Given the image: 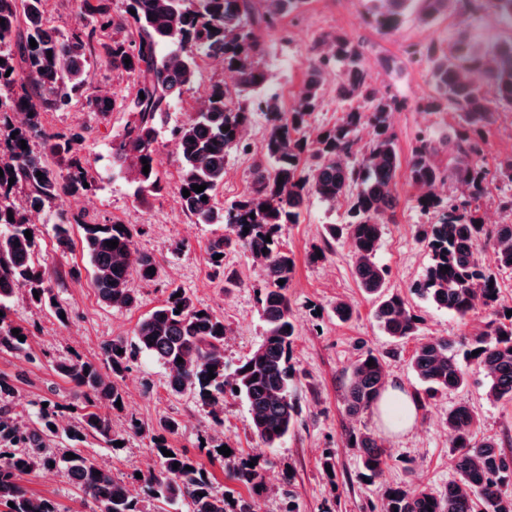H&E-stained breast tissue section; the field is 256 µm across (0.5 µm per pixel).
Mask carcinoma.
<instances>
[{
    "mask_svg": "<svg viewBox=\"0 0 512 512\" xmlns=\"http://www.w3.org/2000/svg\"><path fill=\"white\" fill-rule=\"evenodd\" d=\"M45 2L0 0V350H24L19 337L28 336V330L4 315L21 288H26L32 302L54 300L44 272L34 261L35 240L25 237L31 229L29 212L63 194H81L87 190L84 183L92 179L90 163L82 155L83 137L49 130L43 115L71 105L90 80L93 58L107 69L132 76L135 92L126 108L134 119L112 141V161L119 172L130 176L135 194L143 198L161 190L154 148L158 117L183 87L194 82L200 62L220 57L237 74L233 90L212 85L199 108L171 130L181 162L178 191H190L181 201L195 223L232 228L234 237L221 236L210 244L207 262L212 267H223L224 259L216 255L235 242L264 275L267 288L260 303L265 334L249 356L229 366L224 360V318L197 307L184 289L175 287L162 305L138 322L132 342L114 339L103 345V354L116 376L129 370L139 354L151 356L167 372L168 391L174 396L188 394L213 409L211 418L217 427L224 426V418L214 409L228 395L243 398L255 436L268 448L278 447L294 430L300 409L292 390L298 380L291 363L296 326L286 284L294 259L280 248L277 237L284 226L298 222L310 199L331 209L347 201L345 221L328 225L329 238L350 239L353 273L363 290L378 295L374 317L383 332L395 340L416 333L418 316L400 294L384 292L387 271L375 261L383 220L398 204L395 178L401 160L391 132L395 99L378 95L363 54L348 38L337 36L331 40L332 53L314 55L295 103L282 111L278 95L267 90L254 28H277L305 0H126L125 15L118 19L112 16V0H80L81 13L92 21L66 35L50 24ZM478 8L477 0H376L373 22L380 31H392L412 13L421 24L430 25L449 13ZM32 39L37 43L34 48ZM414 55L417 63L427 66L434 89L422 106L431 112H456L463 130L452 139L427 130L415 136L406 178L418 190L417 205L432 220L419 235L430 264L411 293L465 317L498 301L496 278L479 263V250L491 246L499 265L512 268V224H483L473 207L489 182L488 170L476 157L482 129L491 121L490 101L512 107V35L490 45L461 35L449 49L434 43ZM328 69L336 70L337 94L357 100V106L336 125L318 130L309 117L321 102ZM256 112L267 116L270 128L261 148L262 160L253 169L252 190L244 199L221 206L217 190L224 183L225 158L233 151H247L244 133ZM365 127L371 137L361 157L346 162L356 152ZM444 150L450 162L441 166L436 156ZM144 159L150 167L147 174ZM12 177L16 181L11 185ZM449 180L465 184L470 189L467 198L444 200L434 192L436 185ZM203 184L204 191L192 190ZM18 192L25 195L27 207L11 200ZM264 206L268 210H262ZM141 232L134 224L118 222L84 225L83 251L93 272L92 287L108 307L136 302L129 287L132 276L143 282L157 277L154 257L135 249L134 237ZM110 240L118 241V247L109 248ZM445 267L449 271H443ZM280 280L285 284H278ZM14 329L19 334H12ZM457 344L454 339L437 338L415 349L411 367L423 385L411 393L417 405L466 385ZM465 347V357L475 360L489 380L487 399L511 402L512 315L489 322L487 330ZM476 350L479 354L474 357ZM179 357L183 362H177ZM371 360L374 365H367ZM56 369L85 391L91 406L99 403L116 410V402L123 400L116 381L93 363L71 359L57 363ZM210 372L215 378H209ZM384 386L385 355L370 349L362 352L349 369L347 414L355 418L373 409ZM12 394L13 386L0 380V506L6 512H60L53 501L28 494L20 483L21 475L52 466L63 469L69 481L91 498L93 512H161L179 499L189 502L191 512H258L255 499L229 500L227 493L202 476L204 469L196 460L169 448L167 436L179 428L174 419L160 421L151 435L159 469L149 472L145 503L110 470L79 454L68 459L63 449L53 446L61 432L70 441L95 433L114 445L105 417L89 411L77 424L53 430L56 405L50 403L39 409L40 426L31 427L15 417L8 404ZM476 426L477 415L468 404L449 409L446 428L458 479L440 492L409 483L388 486L381 512H512V449H505L493 436L476 440ZM349 438L357 449L362 475L369 480L379 477L387 462L380 439L367 430H353ZM164 448L173 456L164 455ZM207 454L225 463L231 480L257 492L260 474L255 468L235 462L233 453L224 456L216 446ZM10 502L14 507L8 506Z\"/></svg>",
    "mask_w": 512,
    "mask_h": 512,
    "instance_id": "carcinoma-1",
    "label": "carcinoma"
}]
</instances>
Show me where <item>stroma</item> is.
<instances>
[{
	"mask_svg": "<svg viewBox=\"0 0 512 512\" xmlns=\"http://www.w3.org/2000/svg\"><path fill=\"white\" fill-rule=\"evenodd\" d=\"M372 11L373 0H307L301 13L284 19L283 32L257 30L261 62L270 89L278 94L286 111L306 79L307 59L319 38L344 35L359 44L374 87L399 102L392 114V131L400 157L406 160L416 130L451 136L459 127L456 114L420 108L421 98L432 90L431 78L425 66L410 62L409 45L432 41L447 44L463 32L488 43L512 35V30L499 23L493 10L485 8L466 17L452 14L431 26L422 25L410 14L396 32L383 35L373 24ZM231 77L221 61H206L195 83L173 99L158 120L161 134L155 153L162 190L140 199L129 181L113 173L109 153L113 139L132 119L122 105L123 99L135 92L131 77L121 71L94 70L78 102L63 111L45 114L47 128L83 133L84 153L96 170V181L82 195L61 197L30 216L35 260L51 281L56 303L34 305L17 299L8 312L10 320L29 330L25 352L0 350V378L14 387L11 406L20 420L35 424L39 404L49 400L60 406L61 425L80 421L89 410L85 397L81 388L56 371V363L77 356L105 368L103 344L118 337L132 340L137 323L165 300L172 287L184 288L198 307L223 316L228 328L224 358L229 364H237L260 343L264 331L260 304L266 286L264 276L237 246L226 248L223 269L207 264L209 243L227 234L228 228L194 223L184 212L178 193L179 156L169 135L170 128L194 111L205 90L214 84L230 85ZM99 95L116 99L113 112L103 116L92 111L88 102ZM266 133L264 116L255 114L246 131L250 150L230 153L225 160L224 183L217 192L221 205H230L249 194L253 164L260 157ZM510 156L512 110L500 107L486 130L480 162L492 170ZM395 190L399 204L384 219L376 260L388 271L387 287L405 295L412 312L419 316L414 336L395 341L377 327L374 300L362 291L353 274L348 240L333 241L324 261L308 263L307 254L313 246L322 244L326 225L341 223L347 209L342 202L330 209L318 200H310L299 222L285 226L278 237L281 248L295 260L288 282V298L298 330L292 362L299 371L296 399L301 415L295 431L279 447H265L251 430L246 404L233 397L224 401L223 427H215L208 408L191 396L171 395L165 370L142 354L119 380L125 393L123 411L109 415L113 433L124 438L123 448L111 449L101 437L90 434L79 442V450L109 467L115 477L128 481L135 494H143L144 484L137 481V474L158 466L150 451L148 432L161 420L172 418L179 429L168 438L171 447L206 463L200 444L215 437L234 448L237 459L256 463L264 486L258 498L259 512H286L290 507L295 512H373L381 505L385 486L409 482L437 492L456 479L444 422L449 409L457 404L465 402L475 408L479 435L497 437L505 448H512V403L486 399L488 379L473 363L465 366L466 385L418 408L415 424L406 434L390 433L373 413L355 421L344 410L348 369L361 352L369 348L387 352L388 385L411 393L419 383L410 360L420 343L448 336L470 339L484 331L496 316V308H481L462 318L411 294V285L424 275L430 263L418 239L429 217L418 208L416 192L405 173H398ZM63 211L71 220L69 231L74 241L66 251L59 247L53 231ZM85 221L143 226L135 247L156 257L158 275L151 283L132 281L138 294L133 306L113 309L98 301L81 244V224ZM178 243L183 249L177 253L173 247ZM228 273L233 275L234 284H225ZM340 300L355 308L349 321H340L334 313ZM59 306L68 309L67 321L56 317ZM132 417L144 424L145 435L127 433L126 421ZM355 427L373 432L387 450V465L371 482L358 476V453L348 440L349 429ZM328 453L335 461L331 476L321 468V460ZM288 475L293 478V495L289 498L282 494L283 480ZM22 484L30 494L58 503L62 512H92L91 499L76 489L64 472L37 469L24 475Z\"/></svg>",
	"mask_w": 512,
	"mask_h": 512,
	"instance_id": "35a3bbf8",
	"label": "stroma"
}]
</instances>
